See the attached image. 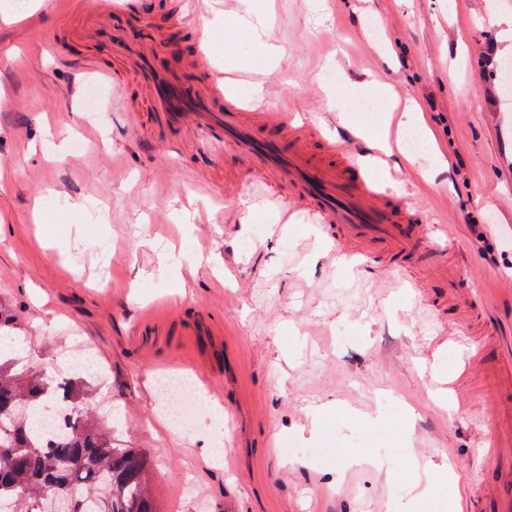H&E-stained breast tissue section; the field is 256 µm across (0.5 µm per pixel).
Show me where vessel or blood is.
I'll return each mask as SVG.
<instances>
[{"label":"vessel or blood","mask_w":512,"mask_h":512,"mask_svg":"<svg viewBox=\"0 0 512 512\" xmlns=\"http://www.w3.org/2000/svg\"><path fill=\"white\" fill-rule=\"evenodd\" d=\"M129 15L128 8L104 4L86 15L87 26L108 20L118 24ZM117 57L132 70L137 83L147 93L151 112L169 141L180 140L184 114L205 126V146H221L239 158L250 175H265L287 189L333 240L350 241L355 255L380 254L388 268L411 273L414 266L443 267L448 247L433 227L418 218L405 200L391 195L386 184L372 176L350 179L349 164L315 158L310 140L318 131L309 124L296 123L293 113L275 112L271 118L283 135L265 136L252 114L263 112L262 104L248 103L226 93L223 82L210 80L207 56L196 51L192 64L204 76V88L189 103L178 100L175 78L157 70L151 47L133 49L117 46ZM504 356L491 370L500 385L512 387V336L500 339ZM482 512H512V480L497 481L484 488Z\"/></svg>","instance_id":"b4317fda"}]
</instances>
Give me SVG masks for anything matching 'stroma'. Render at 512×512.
I'll list each match as a JSON object with an SVG mask.
<instances>
[{
	"mask_svg": "<svg viewBox=\"0 0 512 512\" xmlns=\"http://www.w3.org/2000/svg\"><path fill=\"white\" fill-rule=\"evenodd\" d=\"M95 2L0 0V300L32 364L65 366L77 342L94 352L119 434L152 452L168 512H476L493 477L482 448L508 427L483 423L480 372L460 376L466 406L443 391L470 342L447 279L422 270L418 300L379 259L352 267L304 214L285 221L262 183L243 181L236 156L202 153V130L171 148L145 112L116 103L86 118L81 67L108 56L71 29ZM128 3L118 39L148 29L160 60L181 50L184 76L205 44L213 70L233 64L237 96L303 113L346 153L366 143L345 138L338 112L377 132L384 88L418 106L426 151H392L389 187L445 227L462 287L484 293L471 340L496 361V337L512 334V98L481 64L512 60V0H325L320 22L314 0ZM264 8L287 51L270 68L224 23ZM442 334L450 347H435ZM185 371L223 427L202 415L190 433L166 428L154 376Z\"/></svg>",
	"mask_w": 512,
	"mask_h": 512,
	"instance_id": "1",
	"label": "stroma"
}]
</instances>
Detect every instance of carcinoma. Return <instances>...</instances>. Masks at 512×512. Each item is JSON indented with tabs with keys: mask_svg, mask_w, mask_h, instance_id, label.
<instances>
[{
	"mask_svg": "<svg viewBox=\"0 0 512 512\" xmlns=\"http://www.w3.org/2000/svg\"><path fill=\"white\" fill-rule=\"evenodd\" d=\"M12 310L0 304V343L12 340ZM52 377L29 358L0 351V512H45L52 498L67 512H161L153 496L150 452L120 442L111 416L100 412L96 387L69 383L68 429L40 444L31 418L50 407Z\"/></svg>",
	"mask_w": 512,
	"mask_h": 512,
	"instance_id": "cac0c4a2",
	"label": "carcinoma"
}]
</instances>
